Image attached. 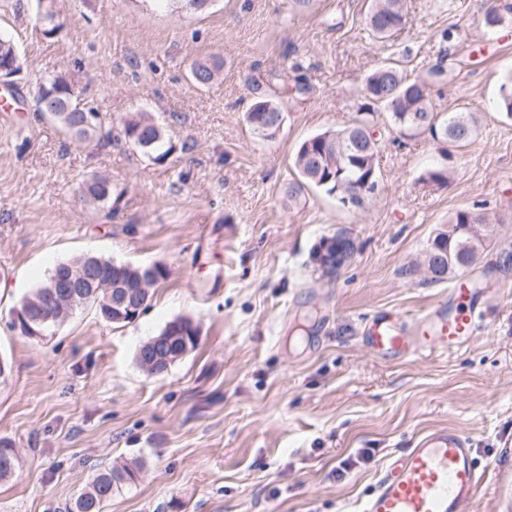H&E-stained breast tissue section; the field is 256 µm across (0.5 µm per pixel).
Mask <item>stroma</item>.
Masks as SVG:
<instances>
[{"label": "stroma", "instance_id": "obj_1", "mask_svg": "<svg viewBox=\"0 0 512 512\" xmlns=\"http://www.w3.org/2000/svg\"><path fill=\"white\" fill-rule=\"evenodd\" d=\"M371 0H212L203 11L149 0H54L55 36L37 0H0V33L20 70L22 109L0 114V439L21 468L0 482V512H65L101 469L133 460L135 485L104 512H360L383 469L424 433L470 440L481 476L471 512H505L512 477V277L486 274L512 246V118L495 107L512 74V12L493 31L488 0H408L404 26L378 42ZM446 49L435 111L465 110L476 141L459 148L392 131L386 112L379 183L360 211L323 191L289 196L294 158L311 135L351 124L366 77L403 60L424 77ZM216 58L197 87L190 63ZM66 78L107 124L136 113L162 128L163 160L123 141L87 147L41 116L40 86ZM305 83L309 94L294 93ZM265 95L283 122L264 140L245 113ZM448 175L445 184L430 171ZM108 175L117 195L94 205L84 182ZM483 213L492 246L466 274L486 290L474 337L428 356L383 360L364 343L369 319L455 304L452 281L404 276L460 209ZM356 251L339 272L316 265L321 243ZM89 254L160 264L167 275L130 324L77 308L30 339L11 312L58 263ZM177 318L197 347L151 375L138 347Z\"/></svg>", "mask_w": 512, "mask_h": 512}]
</instances>
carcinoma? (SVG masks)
Here are the masks:
<instances>
[{"instance_id": "carcinoma-1", "label": "carcinoma", "mask_w": 512, "mask_h": 512, "mask_svg": "<svg viewBox=\"0 0 512 512\" xmlns=\"http://www.w3.org/2000/svg\"><path fill=\"white\" fill-rule=\"evenodd\" d=\"M511 11L512 5L488 9L481 18L482 26L495 30L502 21L500 10ZM405 0H372L365 17V24L373 37L385 39L393 35L404 23ZM222 64L214 61L195 62L190 69L192 81L204 87L212 82ZM448 71L444 60H439L427 72L425 79L410 78L400 64L385 61L366 78L364 94L358 106L355 121L336 131H326L305 139L298 147L294 164L302 181L291 186L290 193L299 194L306 186H313L344 202V195L356 194L363 188H371L379 182L377 159L381 151L382 134L375 129L374 116L379 109L388 112L391 127L399 133L428 130L435 136L459 146L471 143L476 134L470 113L461 111L441 121L434 112L429 97V83L446 78ZM74 94L72 85L63 77H57L41 87L37 94L38 111L51 109L48 118L59 124L77 142L86 146L97 145L104 140H124L141 153L156 160L164 159L168 151L163 149V130L144 114L123 120L117 135L104 130V118L92 124L84 121V113L77 112L69 105ZM496 108L507 117H512V77H508L499 88ZM282 116L280 105L264 96H257L246 112V121L253 132L265 139H272L280 129ZM112 182L94 175L84 183L83 195L93 203L112 201ZM486 219L470 209H460L448 219V229L438 232L423 254L422 261L412 264L404 271L413 276L417 267L430 266L435 254L445 253L448 262L435 270V276L424 279L426 284H440L450 275L463 274L476 265L483 252L491 245L486 234L473 232V225L483 226ZM104 280L130 288H138L144 302H149L157 284L165 279L166 268L155 264L153 267L128 263H115L97 258ZM489 270L503 276L512 272V249L501 248ZM51 279L33 289L23 298L18 313L27 317L38 316L42 309L50 306ZM97 308L100 316L115 324L130 323L135 317H119L112 310V295L93 291L84 301ZM162 336H185L190 348H196L199 329L187 318L169 322L160 332ZM19 467L15 448L0 440V481L12 479ZM142 469V463L134 462L114 466L97 472L80 493L66 507V512H102L103 504L113 495L135 483Z\"/></svg>"}]
</instances>
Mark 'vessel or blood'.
Masks as SVG:
<instances>
[{"instance_id": "obj_1", "label": "vessel or blood", "mask_w": 512, "mask_h": 512, "mask_svg": "<svg viewBox=\"0 0 512 512\" xmlns=\"http://www.w3.org/2000/svg\"><path fill=\"white\" fill-rule=\"evenodd\" d=\"M456 307L434 304L414 322L394 312L378 315L368 325L366 342L380 355L406 357L447 352L469 342L476 329V308L482 289L457 282ZM479 484L470 441L463 433L442 429L417 440L395 459L361 512H465Z\"/></svg>"}]
</instances>
